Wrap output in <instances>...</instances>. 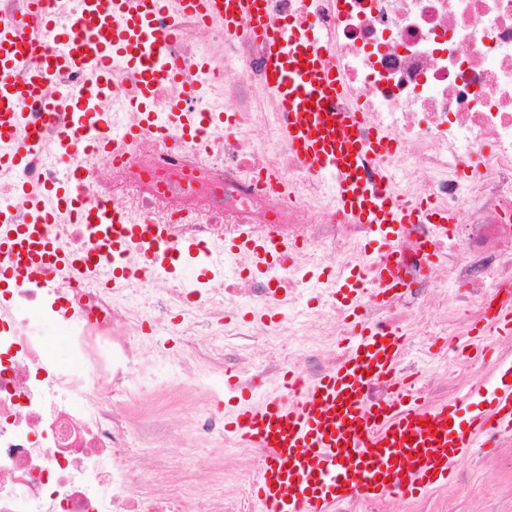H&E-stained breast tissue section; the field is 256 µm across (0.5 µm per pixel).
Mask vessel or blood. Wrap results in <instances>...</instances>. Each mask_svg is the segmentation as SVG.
<instances>
[{
    "instance_id": "b4317fda",
    "label": "vessel or blood",
    "mask_w": 512,
    "mask_h": 512,
    "mask_svg": "<svg viewBox=\"0 0 512 512\" xmlns=\"http://www.w3.org/2000/svg\"><path fill=\"white\" fill-rule=\"evenodd\" d=\"M158 0H83L79 35L58 33V51L48 61L34 60L14 46L13 27L0 26V131H16L19 115L9 108L14 99L38 96L42 82L57 69L75 66L91 76L90 88L110 87L111 62H145L143 87L156 77H171L163 43L151 16ZM198 8L224 19L233 33L264 40L266 86L286 122L282 133L290 149L314 178L330 176L336 197V218L343 223L368 224L377 246L365 272L339 278L337 293L353 315L344 338L346 356L318 380L274 396L263 403L241 406L227 418L226 432L263 449L264 461L253 493L262 512H334L336 504L362 492L375 498L416 496L448 479L467 448L512 431V383L496 385L492 406L470 409L466 399L439 407L392 398H373L375 387L390 381L401 358L399 331L374 326L357 315L364 277L376 288L382 304L394 294L400 279L391 255L405 225L446 227L451 218L428 201L402 205L386 169L369 165L391 149L384 130L358 134L361 116L340 112L346 97L343 76L327 63L329 44L303 43L284 36L265 14L262 0H197ZM52 108L73 112L77 125L94 123L83 98L65 92ZM111 209H99L97 223L102 255L119 250L122 239L112 231ZM0 251L23 265H47L81 270L86 260L60 253L39 223L0 224ZM496 305L485 313L488 330L512 334V289H498Z\"/></svg>"
}]
</instances>
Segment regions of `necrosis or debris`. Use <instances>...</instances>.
I'll use <instances>...</instances> for the list:
<instances>
[{
    "mask_svg": "<svg viewBox=\"0 0 512 512\" xmlns=\"http://www.w3.org/2000/svg\"><path fill=\"white\" fill-rule=\"evenodd\" d=\"M39 2L77 29L81 0H0V23L33 16ZM264 9L292 35L309 36L316 24L330 35L348 86L337 110L389 131L394 149L383 163H411L399 197L468 217L444 234L407 225L393 255L401 289L383 309L361 302L363 317L425 323L419 301L435 290L434 253L474 298L446 306L454 335L467 334L496 289L512 284V0H264ZM153 26L179 81L144 93L120 67L92 101L102 127L86 132L69 112L46 109L87 83L81 70H60L40 98L16 105L22 131L40 135L25 163L7 162L13 146L0 139V199L11 202V223L29 222L34 192L59 189L67 200L45 221L64 252L96 247L79 214L101 203L126 224L159 225L165 237L157 248L132 239L78 278L28 268L27 287L0 294V512H244L235 484L215 495L167 465L181 441L223 437V417H193L181 439L167 406L197 392L207 371L235 372L234 383L210 388L217 398L284 388L293 365L307 382L337 364L317 348L297 357L285 342L293 311L317 340L327 321L346 319L336 280L366 265L367 226L334 218L333 198L279 134L274 100L258 93L263 43L229 35L179 0H160ZM177 112L200 115L199 132L187 134ZM187 245L198 248L191 277L178 271ZM328 253L336 264L314 304H303ZM22 309L27 319H17ZM47 325L67 336V362L48 353ZM150 330L182 345L174 383L146 406ZM261 340L279 348L257 362L249 349Z\"/></svg>",
    "mask_w": 512,
    "mask_h": 512,
    "instance_id": "1",
    "label": "necrosis or debris"
}]
</instances>
